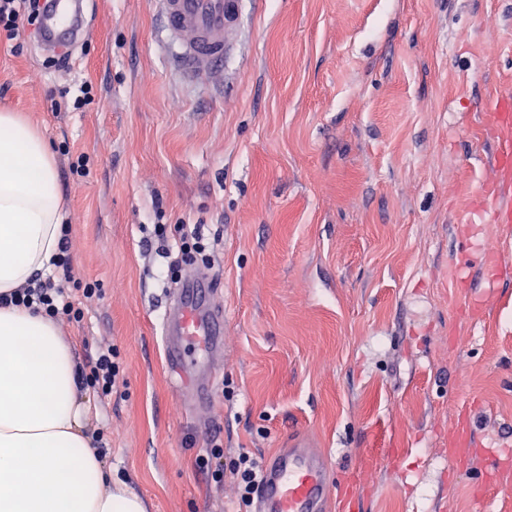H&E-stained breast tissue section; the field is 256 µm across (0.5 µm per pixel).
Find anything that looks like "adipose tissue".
<instances>
[{
  "label": "adipose tissue",
  "instance_id": "obj_1",
  "mask_svg": "<svg viewBox=\"0 0 512 512\" xmlns=\"http://www.w3.org/2000/svg\"><path fill=\"white\" fill-rule=\"evenodd\" d=\"M64 220L54 153L29 119L1 112L0 512H148L84 431L90 406L54 321L1 302L54 269Z\"/></svg>",
  "mask_w": 512,
  "mask_h": 512
}]
</instances>
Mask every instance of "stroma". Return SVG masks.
Here are the masks:
<instances>
[{
	"label": "stroma",
	"mask_w": 512,
	"mask_h": 512,
	"mask_svg": "<svg viewBox=\"0 0 512 512\" xmlns=\"http://www.w3.org/2000/svg\"><path fill=\"white\" fill-rule=\"evenodd\" d=\"M88 33L53 64L33 37L0 40V111L28 117L57 156L77 362L112 344V396L90 398L113 478L149 512H246L231 466L289 432L327 457L329 512H512V468L483 484L488 449L512 450V256L473 274L486 319L459 312L457 215L491 177L484 102L512 91V0H256L242 60L206 87L170 69L150 0H87ZM93 103L77 109L81 86ZM82 158L86 175L69 170ZM196 227L224 308V359L199 426L167 374L165 298ZM99 294L83 300L81 284ZM477 445L454 463L459 421Z\"/></svg>",
	"instance_id": "stroma-1"
}]
</instances>
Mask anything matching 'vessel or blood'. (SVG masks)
Listing matches in <instances>:
<instances>
[{
	"label": "vessel or blood",
	"mask_w": 512,
	"mask_h": 512,
	"mask_svg": "<svg viewBox=\"0 0 512 512\" xmlns=\"http://www.w3.org/2000/svg\"><path fill=\"white\" fill-rule=\"evenodd\" d=\"M246 4L247 0H153L167 39L169 63L187 83L204 85L235 50ZM81 29L77 0H49L39 43L45 51L60 55ZM483 125L499 146L496 175L471 187L475 205L458 217L463 247L452 263L457 284L476 266L491 281L503 269L500 254L472 246V225H512L511 92L486 101ZM215 294L211 282L188 275L170 291L162 323L169 376L198 410L210 401L218 359L224 354V312L214 305ZM331 492L326 457L306 434L295 433L262 461L253 512H327Z\"/></svg>",
	"instance_id": "b4317fda"
}]
</instances>
